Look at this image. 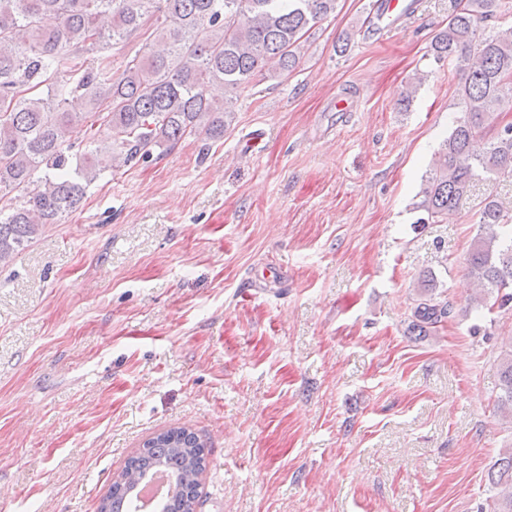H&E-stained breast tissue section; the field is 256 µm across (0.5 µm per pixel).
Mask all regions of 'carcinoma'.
<instances>
[{"label":"carcinoma","mask_w":512,"mask_h":512,"mask_svg":"<svg viewBox=\"0 0 512 512\" xmlns=\"http://www.w3.org/2000/svg\"><path fill=\"white\" fill-rule=\"evenodd\" d=\"M337 0H0V263L23 249L43 224L79 207L99 175L172 151L191 136L224 137L232 103L212 97L214 85L243 90L261 76L294 71L303 38L335 12ZM499 0H453L448 24L434 35L435 60L460 76L453 128L435 153L419 207L446 224L474 203L481 232L468 252L470 275L484 288L488 310L512 304V205L499 187L512 183V25L476 41L478 24L497 18ZM58 17L56 27L44 16ZM154 40L112 71L104 54L136 40L145 26ZM90 111L65 109L76 93ZM492 133L483 155L471 152ZM84 136L80 142L74 136ZM42 171L40 184L32 175ZM413 311L412 329L429 336L452 309L435 294L433 274ZM497 409L512 413V353L501 363ZM125 468L173 478L158 512H196L205 445L170 428L148 438ZM495 487L512 486V448L488 471ZM134 484L115 479L100 512H131Z\"/></svg>","instance_id":"1"}]
</instances>
